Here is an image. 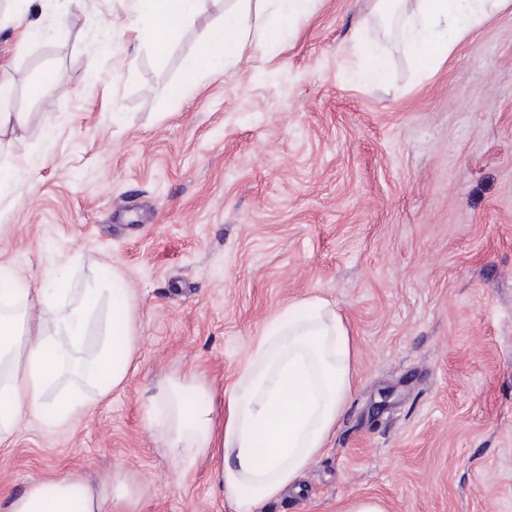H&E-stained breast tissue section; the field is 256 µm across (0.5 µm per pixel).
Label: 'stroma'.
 <instances>
[{"mask_svg": "<svg viewBox=\"0 0 512 512\" xmlns=\"http://www.w3.org/2000/svg\"><path fill=\"white\" fill-rule=\"evenodd\" d=\"M129 12L66 0V37L30 44L0 25V79L28 117L0 138V165L31 168L0 217V273L38 289L57 272L75 292L120 269L138 336L124 387L0 443V491L122 471L146 489L141 512H229L210 463L171 465L145 399L188 370L229 387L273 314L320 297L350 326L354 390L269 512L356 497L512 512V2L428 75L370 0H319L293 36L184 94L182 61L224 0L163 55L119 28ZM378 55L386 80H354Z\"/></svg>", "mask_w": 512, "mask_h": 512, "instance_id": "stroma-1", "label": "stroma"}]
</instances>
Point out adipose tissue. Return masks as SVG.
Segmentation results:
<instances>
[{
	"mask_svg": "<svg viewBox=\"0 0 512 512\" xmlns=\"http://www.w3.org/2000/svg\"><path fill=\"white\" fill-rule=\"evenodd\" d=\"M317 0H225L203 49L183 62L182 82L237 66L247 49L279 42ZM504 0H373L383 21L424 72L436 70ZM60 0H19L8 20L21 41L63 38L54 22ZM204 0H133V24L166 52ZM122 274L70 301L57 288L0 294V440L27 415L54 427L89 411L129 376L136 349L135 303ZM354 340L347 321L322 298L289 304L257 336L229 393L202 373L163 377L148 398L151 427L175 466L212 464L215 493L233 512H265L325 453L353 391ZM200 398L187 409L188 395ZM144 491L116 472L95 484L68 472L39 479L0 512H140Z\"/></svg>",
	"mask_w": 512,
	"mask_h": 512,
	"instance_id": "1",
	"label": "adipose tissue"
}]
</instances>
